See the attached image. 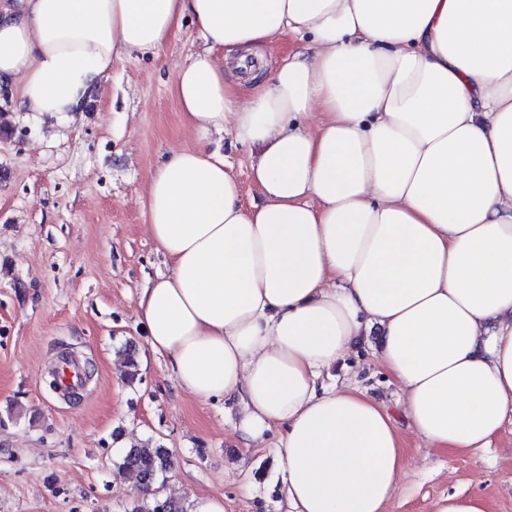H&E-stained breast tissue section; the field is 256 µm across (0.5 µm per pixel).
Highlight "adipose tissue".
<instances>
[{
    "label": "adipose tissue",
    "instance_id": "obj_1",
    "mask_svg": "<svg viewBox=\"0 0 512 512\" xmlns=\"http://www.w3.org/2000/svg\"><path fill=\"white\" fill-rule=\"evenodd\" d=\"M187 18L203 46L172 84L182 120L254 147L257 195L198 145L155 166L149 348L235 406L242 448L281 428L290 512H386L402 428L458 454L512 417V0H9L0 83L24 111H81ZM274 42L280 67L242 94L228 53ZM373 334L398 418L321 383Z\"/></svg>",
    "mask_w": 512,
    "mask_h": 512
}]
</instances>
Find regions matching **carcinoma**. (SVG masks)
<instances>
[{
  "mask_svg": "<svg viewBox=\"0 0 512 512\" xmlns=\"http://www.w3.org/2000/svg\"><path fill=\"white\" fill-rule=\"evenodd\" d=\"M171 467L170 452L160 443L147 441L125 449L118 462L119 473L135 479L151 495V499L126 512H187L181 501L159 495L158 485L164 482Z\"/></svg>",
  "mask_w": 512,
  "mask_h": 512,
  "instance_id": "1",
  "label": "carcinoma"
}]
</instances>
